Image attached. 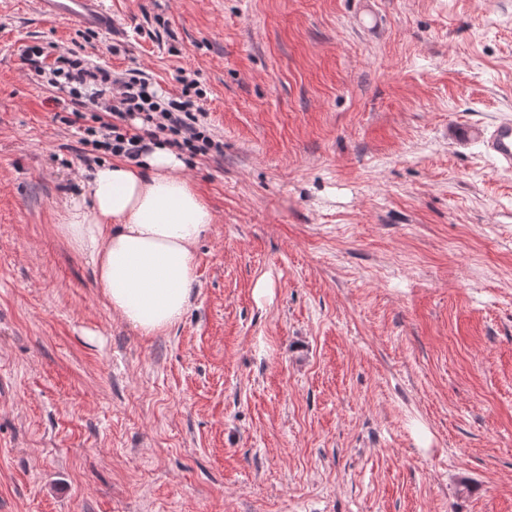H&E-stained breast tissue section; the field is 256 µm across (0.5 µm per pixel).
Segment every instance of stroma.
Masks as SVG:
<instances>
[{
  "instance_id": "35a3bbf8",
  "label": "stroma",
  "mask_w": 512,
  "mask_h": 512,
  "mask_svg": "<svg viewBox=\"0 0 512 512\" xmlns=\"http://www.w3.org/2000/svg\"><path fill=\"white\" fill-rule=\"evenodd\" d=\"M107 5L88 43L0 0V512H512V0ZM47 42L206 88L165 332L56 231L96 163ZM480 138L499 166L512 168V120H502L483 129Z\"/></svg>"
}]
</instances>
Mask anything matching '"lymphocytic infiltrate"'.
Listing matches in <instances>:
<instances>
[{
    "mask_svg": "<svg viewBox=\"0 0 512 512\" xmlns=\"http://www.w3.org/2000/svg\"><path fill=\"white\" fill-rule=\"evenodd\" d=\"M22 55L38 82L68 96L72 109L61 121L78 129L86 151L136 163L160 143L194 156L224 150L206 133L198 79L180 77V92L162 95L137 72L117 73L76 52L54 57L31 45Z\"/></svg>",
    "mask_w": 512,
    "mask_h": 512,
    "instance_id": "obj_1",
    "label": "lymphocytic infiltrate"
}]
</instances>
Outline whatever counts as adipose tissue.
Returning <instances> with one entry per match:
<instances>
[{"label": "adipose tissue", "mask_w": 512, "mask_h": 512, "mask_svg": "<svg viewBox=\"0 0 512 512\" xmlns=\"http://www.w3.org/2000/svg\"><path fill=\"white\" fill-rule=\"evenodd\" d=\"M183 168L165 147L139 165L105 162L93 170L87 198L63 204L60 234L89 257L113 312L143 336L182 319L195 282L194 248L214 222Z\"/></svg>", "instance_id": "1"}]
</instances>
